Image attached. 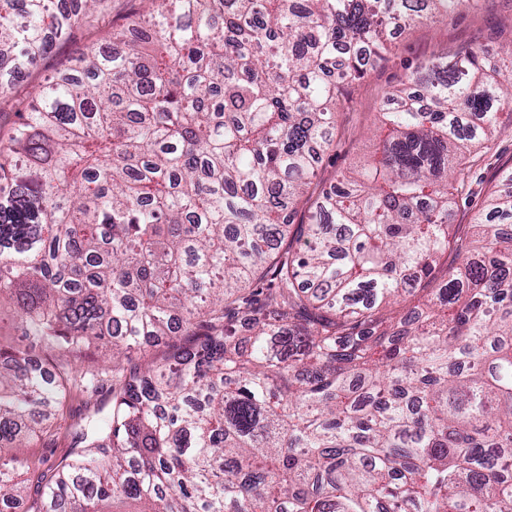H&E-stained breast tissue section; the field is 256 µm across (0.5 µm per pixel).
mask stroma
Instances as JSON below:
<instances>
[{"label":"stroma","mask_w":512,"mask_h":512,"mask_svg":"<svg viewBox=\"0 0 512 512\" xmlns=\"http://www.w3.org/2000/svg\"><path fill=\"white\" fill-rule=\"evenodd\" d=\"M482 42L489 54L512 44V0H485L475 10L465 9L447 19L430 21L407 28L395 35L396 49L380 67L355 84L353 100L336 114V141L324 156L310 186L318 192L337 172L352 166L368 151V133L378 120V112L389 90L409 75L419 57L433 52H455L462 45ZM94 31L80 30L75 40L59 42L54 50L31 71L11 96L0 99V132H7L17 119L15 101H30L45 77L72 54L97 45ZM512 169V130L495 140L490 150L471 155L465 169L466 182L459 195L452 221L469 223L476 203L501 182L503 171ZM111 382L97 392L72 390L67 400L66 418L43 439L27 447L15 448L23 464L47 469L72 451V432L96 403L111 396Z\"/></svg>","instance_id":"stroma-1"}]
</instances>
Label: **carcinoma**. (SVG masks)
I'll return each mask as SVG.
<instances>
[{
    "label": "carcinoma",
    "instance_id": "carcinoma-1",
    "mask_svg": "<svg viewBox=\"0 0 512 512\" xmlns=\"http://www.w3.org/2000/svg\"><path fill=\"white\" fill-rule=\"evenodd\" d=\"M103 2L0 0V99ZM141 2L0 136V512H512V171L448 223L512 46L420 58L307 195L391 31L480 0ZM93 343L112 396L26 496L5 451L101 382L29 351ZM18 314L12 305L5 302L0 308V344L5 347L16 345L20 331L16 328Z\"/></svg>",
    "mask_w": 512,
    "mask_h": 512
}]
</instances>
